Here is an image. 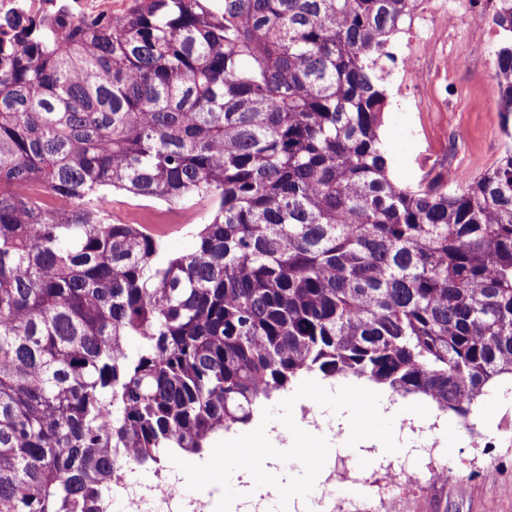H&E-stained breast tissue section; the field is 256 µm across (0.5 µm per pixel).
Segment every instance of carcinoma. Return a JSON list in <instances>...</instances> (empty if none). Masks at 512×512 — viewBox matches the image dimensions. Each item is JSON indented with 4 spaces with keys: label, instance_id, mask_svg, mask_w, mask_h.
I'll return each mask as SVG.
<instances>
[{
    "label": "carcinoma",
    "instance_id": "obj_1",
    "mask_svg": "<svg viewBox=\"0 0 512 512\" xmlns=\"http://www.w3.org/2000/svg\"><path fill=\"white\" fill-rule=\"evenodd\" d=\"M414 2L0 19V512H96L117 450L201 455L306 377L460 424L512 383V0L504 151L454 189L398 181L380 134ZM115 195L207 218L166 256Z\"/></svg>",
    "mask_w": 512,
    "mask_h": 512
}]
</instances>
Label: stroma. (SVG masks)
I'll list each match as a JSON object with an SVG mask.
<instances>
[{
    "instance_id": "obj_1",
    "label": "stroma",
    "mask_w": 512,
    "mask_h": 512,
    "mask_svg": "<svg viewBox=\"0 0 512 512\" xmlns=\"http://www.w3.org/2000/svg\"><path fill=\"white\" fill-rule=\"evenodd\" d=\"M428 24L437 53L424 59V73L409 74L406 81L415 92L408 104L388 108L382 134L392 150L393 172L403 182L418 181L431 167L453 158L458 182L464 185L490 167L504 149L495 80L498 37L487 16L477 21L462 12L451 24L434 14ZM480 34L487 40L484 60L469 72L449 74V61L466 59ZM112 211L124 220L164 224L166 247L172 254L187 252L193 245L185 221H201L196 213L187 217L133 200L114 203ZM374 449L369 439L353 447L343 436L331 440L326 468L341 463L348 467L336 478L339 512H383L375 494L361 493L362 480L379 477L391 465L425 462L416 448L379 460L371 456ZM434 454L450 461L446 478L405 491L393 503V512H512V444L478 447L457 421L449 419L439 430Z\"/></svg>"
}]
</instances>
